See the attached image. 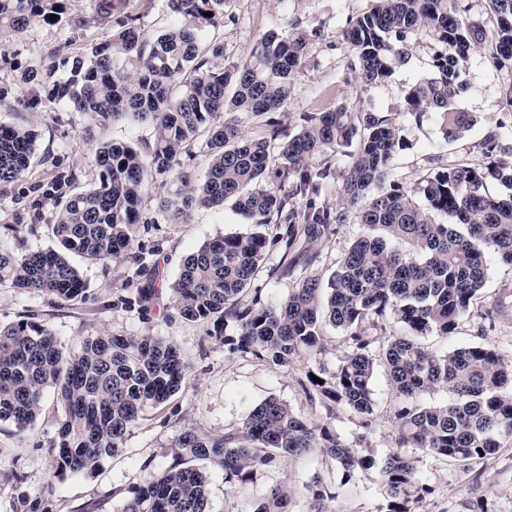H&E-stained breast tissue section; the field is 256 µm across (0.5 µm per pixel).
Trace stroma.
<instances>
[{
    "instance_id": "35a3bbf8",
    "label": "stroma",
    "mask_w": 512,
    "mask_h": 512,
    "mask_svg": "<svg viewBox=\"0 0 512 512\" xmlns=\"http://www.w3.org/2000/svg\"><path fill=\"white\" fill-rule=\"evenodd\" d=\"M368 7L369 0H230L223 24L209 35L223 42L224 62L231 65L244 61L270 29L290 24L306 30L308 55L294 76L287 111L274 113V120L292 127L302 113L340 104L353 112L397 114L405 145L393 159L392 177L406 187H418L430 173L460 161L483 165L477 144L487 130L500 129L503 138L512 141V113L504 99L505 89L512 85V71L495 67L484 52L471 54L462 75L467 90L460 105L475 117L476 124L451 144L444 143L433 114L417 121L406 112L405 89L429 71L432 40L426 32L410 37L407 63L387 81L363 84L348 66L351 53L343 32L349 20ZM111 31V26L89 23L74 28L35 25L20 33L0 34V124L25 127L36 134V155L29 172L22 180L0 183V246L18 253L55 246L51 226L58 210L53 199L79 192L93 181L91 162L96 148L106 142L140 145L153 141L149 125L127 119L99 122L90 113L48 101L42 90L24 80L31 65L49 67L51 53L79 51ZM169 192L161 180L153 181L145 199L144 222L137 228L146 263L158 264L162 273L149 312L124 304L142 285L129 259L91 261L74 256L87 282L82 301L62 302L0 284L2 325L34 319L74 354L85 339L102 333L157 336L175 343L189 367L182 388L166 403L146 407L119 450L93 472L52 476L55 463L49 448L63 418L54 390H47L37 420L27 429L0 422V512H28L34 500L40 503L38 512H122L134 489L173 464L177 439L186 428L210 434L239 428L254 407L270 398L305 417L323 419V410L309 402L300 386L311 365L309 359H299L286 368L231 352L208 339L205 325L178 316L170 285L183 259L218 236L249 233L253 227L229 205L221 210L201 207L185 222L171 223L157 207L158 198ZM363 232V225L350 219L320 243L318 273L329 276ZM280 259V249L267 250L253 282L255 290L243 296V305H250L256 297L271 306L287 299L293 284L277 276ZM482 295L485 302L503 306L493 329H486L484 321L473 315L460 321L453 335L427 336L424 344L445 352L488 342L512 356V266L489 258ZM373 389L377 407L371 429L361 427L358 418L343 408L337 410L332 425L346 444H364L382 456L396 448L391 419L397 400L384 370H377ZM417 468L421 480L433 490L422 512H471L479 504L489 512H512V443L466 469L424 454ZM203 469L209 482L210 512H252L268 489L283 481L291 489L287 512H308L306 487L317 477L337 489L336 500L328 504L330 512H376L383 500L373 475L359 473L343 481L335 462L317 448L258 471L238 491L225 484L222 469L208 463Z\"/></svg>"
}]
</instances>
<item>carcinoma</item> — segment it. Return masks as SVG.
<instances>
[{
	"label": "carcinoma",
	"mask_w": 512,
	"mask_h": 512,
	"mask_svg": "<svg viewBox=\"0 0 512 512\" xmlns=\"http://www.w3.org/2000/svg\"><path fill=\"white\" fill-rule=\"evenodd\" d=\"M89 2L92 20L115 19L117 27L62 58L66 78L37 67L28 76L52 100L101 122H146L155 139L144 151L126 144L98 147L94 185L71 196L52 226L59 247L21 255L0 247V283L63 302L81 299L87 284L70 253L89 260L129 257L139 275L154 280L156 267L144 264L136 229L143 223L148 178L171 175L175 189L159 199V207L172 221H185L196 207L222 209L229 202L248 223L272 227L269 233L219 236L188 255L171 284L181 318L209 323L214 343L280 367L320 354L328 326L341 332L345 344L335 369H309L300 381L325 410L324 420L271 398L252 409L240 428L220 436L188 428L176 442L178 462L136 489L124 512H209L207 477L196 462L223 469L228 484H243L312 448L333 459L347 481L357 472L375 474L385 493L378 512H418L432 489L419 478L416 459L401 449L466 464L512 440V357L485 343L437 353L421 342L454 334L470 314L486 283L487 256L512 265V145L492 131L477 144L488 159L485 167L448 166L408 189L391 179L404 138L390 114L337 106L303 115L291 132L267 119L288 107L292 77L307 53L306 31L271 29L245 61L226 67L224 44L201 40L223 22L227 0H168L177 22L154 36L129 13V0ZM370 2L344 31L351 70L366 85L381 84L405 63L409 35L428 32L430 70L404 91L407 114L418 121L433 113L446 142L463 137L474 125L473 115L459 106L470 54L484 49L497 66L512 68V0H486L485 23L463 16L457 0ZM67 4L0 0V31L62 21L83 25L86 19L67 16ZM251 119L264 121V136L245 135L243 124ZM200 132L210 155L202 180L182 158L185 144ZM35 139L31 130L0 124V182L27 173ZM272 141L279 142L280 155L273 171ZM335 155L346 158L338 170L330 162ZM333 179L340 197L334 208L322 202ZM352 212L365 232L324 284L313 273L315 246L336 234ZM271 246L282 250L279 275L295 287L277 306L256 297L243 307L241 297ZM226 318L238 323L237 335H224ZM379 367L398 400L392 424L399 450L384 457L345 444L327 423L340 406L361 427H372ZM187 372L178 347L159 337L93 336L71 356L40 324L0 325V422L26 429L45 392L55 390L64 410L52 444L57 471H93L118 450L143 408L165 403ZM440 389L452 398L422 402ZM289 492L286 483L271 487L254 512H283ZM308 492L310 512H327L325 502L337 497L319 478Z\"/></svg>",
	"instance_id": "obj_1"
}]
</instances>
